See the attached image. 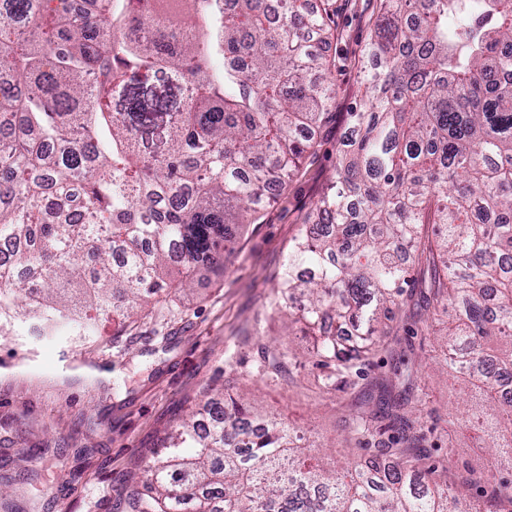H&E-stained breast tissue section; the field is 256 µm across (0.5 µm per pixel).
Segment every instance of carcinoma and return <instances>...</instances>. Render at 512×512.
I'll return each mask as SVG.
<instances>
[{"instance_id":"obj_1","label":"carcinoma","mask_w":512,"mask_h":512,"mask_svg":"<svg viewBox=\"0 0 512 512\" xmlns=\"http://www.w3.org/2000/svg\"><path fill=\"white\" fill-rule=\"evenodd\" d=\"M0 4V321L80 336L125 323L223 267L298 173L336 89L307 0ZM366 100L330 191L306 214L270 307L312 338L324 386L367 379L413 300L451 308L448 376L478 396L457 426L512 467V0H380ZM80 210V219H57ZM271 378L292 367L271 351ZM420 369L374 381L343 430L372 464L325 468L307 438L244 397L211 396L151 457L135 512H464L424 452Z\"/></svg>"}]
</instances>
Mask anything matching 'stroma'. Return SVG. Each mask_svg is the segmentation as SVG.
<instances>
[{"mask_svg":"<svg viewBox=\"0 0 512 512\" xmlns=\"http://www.w3.org/2000/svg\"><path fill=\"white\" fill-rule=\"evenodd\" d=\"M335 37L317 45L330 57L336 117L300 174L271 199L261 223L250 225L240 253L202 275L192 291L173 297L159 318L129 326L100 319L92 336L75 342L68 328L34 332L31 322L0 329V484H14L32 512H131L129 474L160 448L165 432L210 383H223L263 406L284 412L321 443L327 467L367 460L350 448L342 421L362 406L361 392L327 390L312 362L289 378L258 372L265 347L299 353L270 308L279 272L302 218L334 175L345 115L364 95L357 60L379 0H332ZM420 345L423 400L435 427L433 459H447V480L475 476L499 483L512 470L489 469L480 440L452 431L463 391L436 365L433 339L399 335L377 358L374 375L389 372L409 345Z\"/></svg>","mask_w":512,"mask_h":512,"instance_id":"1","label":"stroma"}]
</instances>
